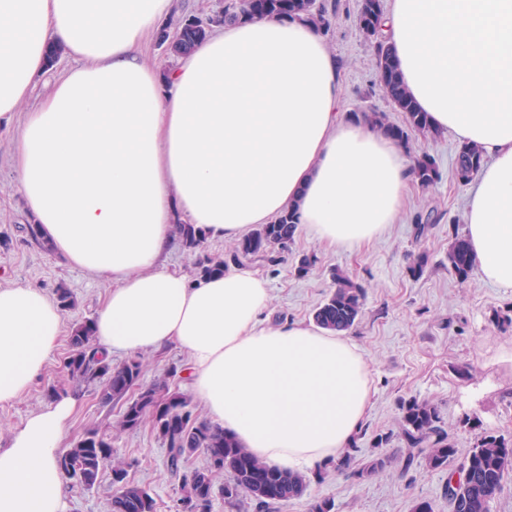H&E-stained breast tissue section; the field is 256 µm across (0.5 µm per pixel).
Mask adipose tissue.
<instances>
[{
	"label": "adipose tissue",
	"mask_w": 512,
	"mask_h": 512,
	"mask_svg": "<svg viewBox=\"0 0 512 512\" xmlns=\"http://www.w3.org/2000/svg\"><path fill=\"white\" fill-rule=\"evenodd\" d=\"M173 0H0V128L25 117L12 157L28 211L56 254L112 288L93 319L107 353L174 345L210 421L267 463L300 471L359 431L371 372L344 334L266 323L271 288L236 266L197 281L171 271L178 221L235 240L285 209L313 240L372 241L397 220L408 149L341 111L326 39L298 18L226 25L169 72L143 60ZM385 40L430 125L485 162L467 194L482 277L512 292V0H389ZM72 59L48 78L50 47ZM47 77L36 94V81ZM62 311L0 286V405L44 371ZM74 411L56 398L0 448V512H64L57 465Z\"/></svg>",
	"instance_id": "ef3b65f1"
}]
</instances>
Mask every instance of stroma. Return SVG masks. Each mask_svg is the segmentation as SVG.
I'll return each instance as SVG.
<instances>
[{
  "label": "stroma",
  "mask_w": 512,
  "mask_h": 512,
  "mask_svg": "<svg viewBox=\"0 0 512 512\" xmlns=\"http://www.w3.org/2000/svg\"><path fill=\"white\" fill-rule=\"evenodd\" d=\"M360 0H339V12L326 35L337 57L343 80L346 111L372 107L388 121L404 125L379 86L374 49L360 36L356 17ZM458 140L450 133L417 142L433 156L440 179L432 191L411 188L396 224L371 244L353 250H330L296 233L276 263L244 259L242 267L259 270L268 280L271 323H312L313 312L333 286V275H350L366 291L358 324L349 338L359 347L372 373V399L367 418L355 436L353 466L370 458L390 456L383 473L360 480L328 471L312 482L310 496L334 501L335 512H412L416 502L429 501L433 512H450L444 494L447 473L415 464L402 471L406 446L399 436L398 417L405 401L428 399L439 404L444 428L457 448L471 447L486 430L512 434V328L497 327L496 311L512 306V293L472 272L459 284L448 268L446 254L452 236L464 233L467 188L454 168ZM14 139L0 132V285H30L54 295L58 285L74 294L76 307L64 316L65 326L94 317L112 287L63 259L43 252L24 231L31 217L15 183L11 157ZM426 255L422 275L409 270L411 256ZM314 257L307 271H299L302 256ZM69 351L60 342L44 372L30 390L13 403L0 405V448L12 431L31 414L49 405V385H62V361ZM64 395L73 396L64 387ZM76 410L65 446L88 429L116 416V406L102 405L94 390L73 396ZM114 452L129 463V476L146 487L157 512H176L178 482L166 467V449L150 427L121 434L112 441ZM111 476L102 473L90 490L67 486L65 512H110Z\"/></svg>",
  "instance_id": "1"
}]
</instances>
